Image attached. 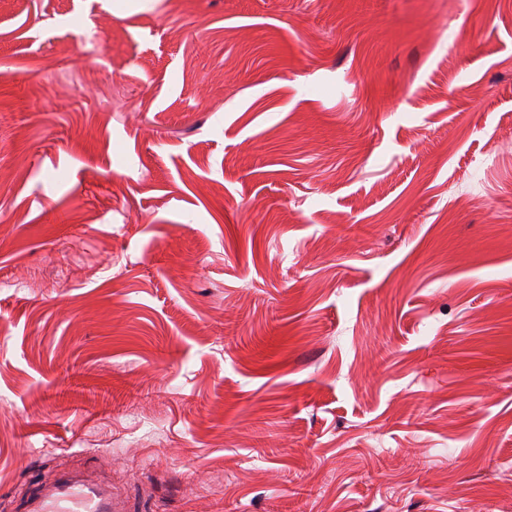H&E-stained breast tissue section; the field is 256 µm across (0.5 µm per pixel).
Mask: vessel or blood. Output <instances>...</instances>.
Here are the masks:
<instances>
[{
	"label": "vessel or blood",
	"instance_id": "obj_1",
	"mask_svg": "<svg viewBox=\"0 0 512 512\" xmlns=\"http://www.w3.org/2000/svg\"><path fill=\"white\" fill-rule=\"evenodd\" d=\"M109 487L63 474L50 486L33 485L26 512H114Z\"/></svg>",
	"mask_w": 512,
	"mask_h": 512
}]
</instances>
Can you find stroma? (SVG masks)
<instances>
[{
  "label": "stroma",
  "instance_id": "35a3bbf8",
  "mask_svg": "<svg viewBox=\"0 0 512 512\" xmlns=\"http://www.w3.org/2000/svg\"><path fill=\"white\" fill-rule=\"evenodd\" d=\"M512 498V0H0V512ZM26 512H122L112 499V490L101 484L76 480L61 474L51 485H33L26 499Z\"/></svg>",
  "mask_w": 512,
  "mask_h": 512
}]
</instances>
